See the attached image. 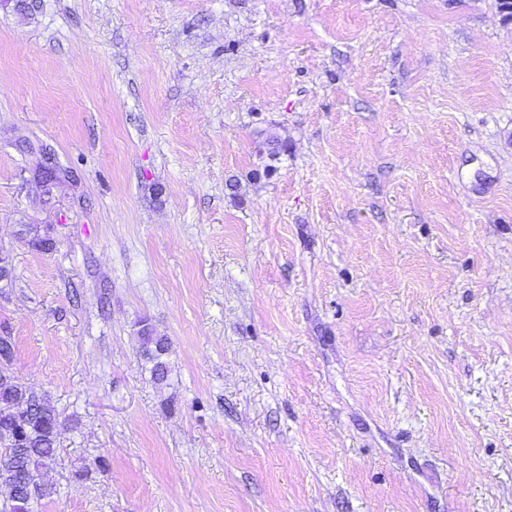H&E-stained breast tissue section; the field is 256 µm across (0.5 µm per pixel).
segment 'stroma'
I'll return each instance as SVG.
<instances>
[{
    "instance_id": "1",
    "label": "stroma",
    "mask_w": 512,
    "mask_h": 512,
    "mask_svg": "<svg viewBox=\"0 0 512 512\" xmlns=\"http://www.w3.org/2000/svg\"><path fill=\"white\" fill-rule=\"evenodd\" d=\"M0 249L40 512H512L499 0H0ZM139 335L142 341V345L144 348V357H146V362L151 364L150 372L153 379L157 383L164 382L165 378L168 374V368L166 366V362L162 359L159 360L155 355V350L157 346L160 345L162 338L160 336H155L154 330L148 324H144L140 330Z\"/></svg>"
}]
</instances>
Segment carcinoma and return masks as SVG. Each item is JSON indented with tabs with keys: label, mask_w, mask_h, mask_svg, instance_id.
<instances>
[{
	"label": "carcinoma",
	"mask_w": 512,
	"mask_h": 512,
	"mask_svg": "<svg viewBox=\"0 0 512 512\" xmlns=\"http://www.w3.org/2000/svg\"><path fill=\"white\" fill-rule=\"evenodd\" d=\"M146 362L151 364L153 379L164 382L168 374L166 362L155 356L161 337L154 334L151 326L145 324L139 330ZM27 405L21 408L16 425L25 435L22 450L11 456L0 455V482H12L18 486L20 496L15 501L14 512H35L41 501L55 493L46 483H24L27 470L43 471L56 459L59 413L45 398L38 396L24 384L16 381L12 384L0 383V407L19 405L22 400Z\"/></svg>",
	"instance_id": "1"
}]
</instances>
